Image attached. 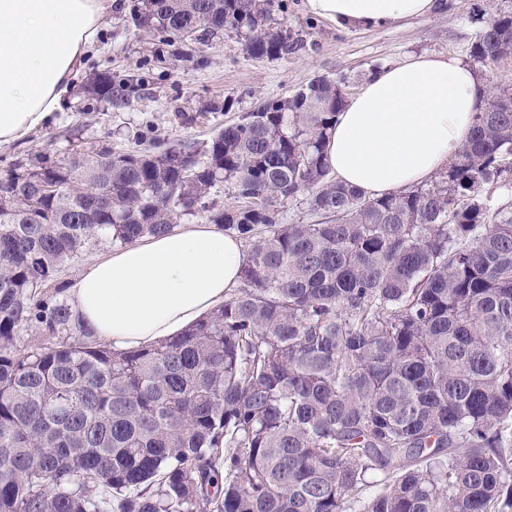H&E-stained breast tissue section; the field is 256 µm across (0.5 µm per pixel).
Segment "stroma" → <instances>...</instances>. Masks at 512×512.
<instances>
[{"label":"stroma","mask_w":512,"mask_h":512,"mask_svg":"<svg viewBox=\"0 0 512 512\" xmlns=\"http://www.w3.org/2000/svg\"><path fill=\"white\" fill-rule=\"evenodd\" d=\"M285 2L286 12L277 13L276 19L304 43L288 57L273 60L250 55L243 39L229 29L194 59L175 62L170 47L136 31L128 9L113 11L83 71L138 70L146 75L145 85L128 106L107 112H85L80 91L72 90L62 111L46 125L0 146V172L38 153L55 160L76 147L124 151L134 147L135 134L150 123L170 141H201L259 102L290 96L319 76L346 78L345 92L351 95L371 69L412 55L455 53L466 59L492 16L491 0H443L424 18L342 30L307 14L303 0ZM224 100L231 102V109L200 114L202 104Z\"/></svg>","instance_id":"1"}]
</instances>
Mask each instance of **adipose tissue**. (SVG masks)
I'll return each instance as SVG.
<instances>
[{
  "label": "adipose tissue",
  "instance_id": "adipose-tissue-1",
  "mask_svg": "<svg viewBox=\"0 0 512 512\" xmlns=\"http://www.w3.org/2000/svg\"><path fill=\"white\" fill-rule=\"evenodd\" d=\"M117 0H0V145L60 110ZM312 16L371 28L423 18L438 0H305ZM486 87L460 57L413 55L370 72L327 142L334 177L376 198L426 183L469 137ZM242 243L214 224H185L99 256L70 303L116 350L180 335L240 284Z\"/></svg>",
  "mask_w": 512,
  "mask_h": 512
}]
</instances>
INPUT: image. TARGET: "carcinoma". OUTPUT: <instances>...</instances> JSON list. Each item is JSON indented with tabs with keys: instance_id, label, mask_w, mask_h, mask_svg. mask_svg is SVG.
Segmentation results:
<instances>
[{
	"instance_id": "obj_1",
	"label": "carcinoma",
	"mask_w": 512,
	"mask_h": 512,
	"mask_svg": "<svg viewBox=\"0 0 512 512\" xmlns=\"http://www.w3.org/2000/svg\"><path fill=\"white\" fill-rule=\"evenodd\" d=\"M282 10L130 15L176 61L227 28L284 58L303 39ZM470 53H512V9ZM345 82L316 77L200 144L0 175V512H512V211L489 196L512 183V92L487 96L431 185L371 199L326 161ZM142 86L103 70L81 93L122 107ZM295 202L315 220L285 222ZM200 213L244 243L239 288L180 336L112 350L63 267Z\"/></svg>"
}]
</instances>
